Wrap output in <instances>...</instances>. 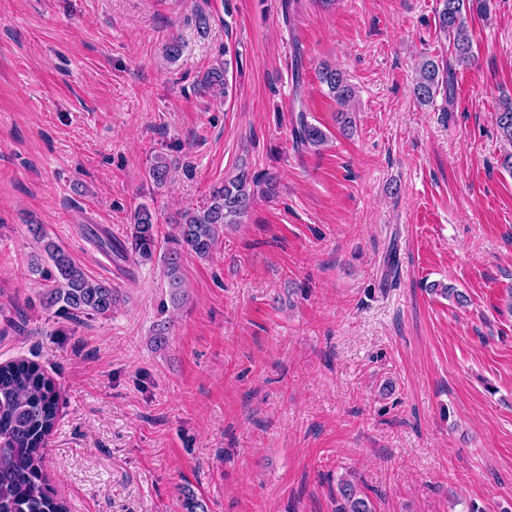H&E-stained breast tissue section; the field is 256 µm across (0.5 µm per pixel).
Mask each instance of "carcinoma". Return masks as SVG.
<instances>
[{
  "instance_id": "carcinoma-1",
  "label": "carcinoma",
  "mask_w": 512,
  "mask_h": 512,
  "mask_svg": "<svg viewBox=\"0 0 512 512\" xmlns=\"http://www.w3.org/2000/svg\"><path fill=\"white\" fill-rule=\"evenodd\" d=\"M490 0H439V30L452 37L456 60L470 59L467 16H485ZM227 67H214L200 81L204 91L216 87L226 91ZM440 67L425 60L419 68L414 86L415 97L429 103L439 90ZM320 79L329 94L341 105L350 101L353 88L343 74L329 67L322 68ZM497 126L504 141L512 144V102L504 103L497 116ZM296 144L319 147L326 141L324 131L308 122L299 113L292 128ZM277 175L252 173L241 169L214 190L202 207L186 211L177 225L176 234L163 241L158 236L153 214L141 208L133 216L128 243L110 239L100 242L101 248L123 260L135 263L162 260L172 300H180L183 288L180 255L183 251L206 258L216 246L224 228L241 222L250 210L255 194L276 193ZM37 240L40 258L31 263V271L46 282L43 303L56 313L77 320L81 317L106 316L116 304L117 294L106 281L90 278L70 253L55 242L40 224L29 225ZM60 393L54 380L35 362L20 358L0 364V512H70L65 501L58 498L43 470L49 436L56 424ZM342 504L337 512H373L370 501L362 497L347 480L340 486Z\"/></svg>"
}]
</instances>
